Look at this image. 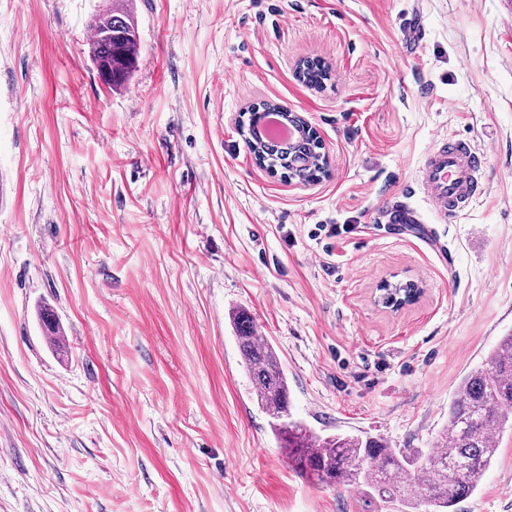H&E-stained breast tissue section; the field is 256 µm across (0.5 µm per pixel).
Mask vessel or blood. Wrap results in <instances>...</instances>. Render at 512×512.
<instances>
[{"label":"vessel or blood","instance_id":"b4317fda","mask_svg":"<svg viewBox=\"0 0 512 512\" xmlns=\"http://www.w3.org/2000/svg\"><path fill=\"white\" fill-rule=\"evenodd\" d=\"M259 139L276 138L281 146L296 144L301 133L280 112L262 114L254 127ZM486 167L483 149L463 140L441 137L427 150L418 180L425 201L440 220L456 218L484 193L480 179Z\"/></svg>","mask_w":512,"mask_h":512}]
</instances>
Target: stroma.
Segmentation results:
<instances>
[{"label": "stroma", "mask_w": 512, "mask_h": 512, "mask_svg": "<svg viewBox=\"0 0 512 512\" xmlns=\"http://www.w3.org/2000/svg\"><path fill=\"white\" fill-rule=\"evenodd\" d=\"M110 2L0 0V512H390L291 468L228 313L276 348L294 418L432 450L512 332V9L133 0L138 61L115 92L87 49ZM261 101L316 129L320 181L256 163L236 119ZM443 135L488 156L483 196L447 223L416 185ZM403 198L421 223H384ZM408 281L417 303H377ZM456 510L512 512L511 431Z\"/></svg>", "instance_id": "stroma-1"}]
</instances>
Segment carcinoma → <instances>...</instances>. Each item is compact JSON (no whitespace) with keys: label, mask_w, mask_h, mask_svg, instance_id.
I'll return each instance as SVG.
<instances>
[{"label":"carcinoma","mask_w":512,"mask_h":512,"mask_svg":"<svg viewBox=\"0 0 512 512\" xmlns=\"http://www.w3.org/2000/svg\"><path fill=\"white\" fill-rule=\"evenodd\" d=\"M130 0H113L90 24L88 56L109 88L125 87L139 53V36ZM298 78L320 86L328 71L308 66ZM255 160L283 168L289 177L313 183L325 174L321 141L305 134L291 153L306 161L302 167L286 160L281 147L248 139ZM242 364L258 407L270 418L273 435L287 450L297 472L315 476L334 470V484L351 489L367 486L384 502L396 501L399 512H414L422 504L436 512H454L461 499L480 485L498 451L499 437L512 429V333L502 337L482 366L462 379L448 408V425L437 451L419 454L393 448L377 436L350 433L321 434L298 420L285 421L290 411L288 376L274 346L257 334L245 309L229 314Z\"/></svg>","instance_id":"1"}]
</instances>
